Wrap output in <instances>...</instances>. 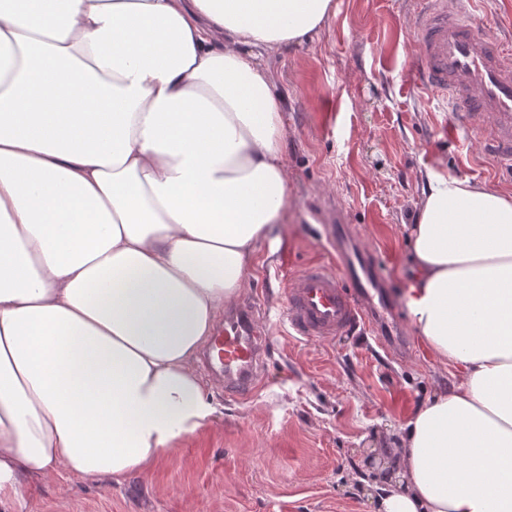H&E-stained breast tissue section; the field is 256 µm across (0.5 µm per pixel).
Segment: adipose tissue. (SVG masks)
Masks as SVG:
<instances>
[{"mask_svg": "<svg viewBox=\"0 0 512 512\" xmlns=\"http://www.w3.org/2000/svg\"><path fill=\"white\" fill-rule=\"evenodd\" d=\"M332 12L0 0V512L216 421L193 361L290 196L259 59ZM410 236L409 317L456 374L376 467L374 512H512V195L429 169Z\"/></svg>", "mask_w": 512, "mask_h": 512, "instance_id": "obj_1", "label": "adipose tissue"}]
</instances>
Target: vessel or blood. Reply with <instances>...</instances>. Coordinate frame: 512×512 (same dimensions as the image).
Returning <instances> with one entry per match:
<instances>
[{"label":"vessel or blood","instance_id":"obj_1","mask_svg":"<svg viewBox=\"0 0 512 512\" xmlns=\"http://www.w3.org/2000/svg\"><path fill=\"white\" fill-rule=\"evenodd\" d=\"M413 23L419 56L414 79L449 97L458 124L480 133L487 156L512 166V51L489 35L483 20L449 14L447 0H422ZM335 266L313 263L290 280L285 317L300 337L329 342L360 330L382 348L407 354L412 340L398 326L399 311L378 275L372 252L360 247L352 225L332 224ZM272 336L243 304L225 310L201 362L225 393L245 399L265 376Z\"/></svg>","mask_w":512,"mask_h":512}]
</instances>
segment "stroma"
Wrapping results in <instances>:
<instances>
[{
  "label": "stroma",
  "mask_w": 512,
  "mask_h": 512,
  "mask_svg": "<svg viewBox=\"0 0 512 512\" xmlns=\"http://www.w3.org/2000/svg\"><path fill=\"white\" fill-rule=\"evenodd\" d=\"M419 8L333 0L318 35L263 60L285 100L291 187L289 221L261 244L241 295L272 332L266 384L243 402L214 388L218 421L176 439L148 470L119 482L65 472L35 483L22 512H373L362 491L372 449L392 450L400 427L450 388L453 369L419 339L400 361L363 335L294 336L286 285L330 261L325 213L336 207L402 300L426 168L512 194V178L465 129L446 135L451 101L413 83ZM466 11L512 46V0H469Z\"/></svg>",
  "instance_id": "obj_1"
}]
</instances>
